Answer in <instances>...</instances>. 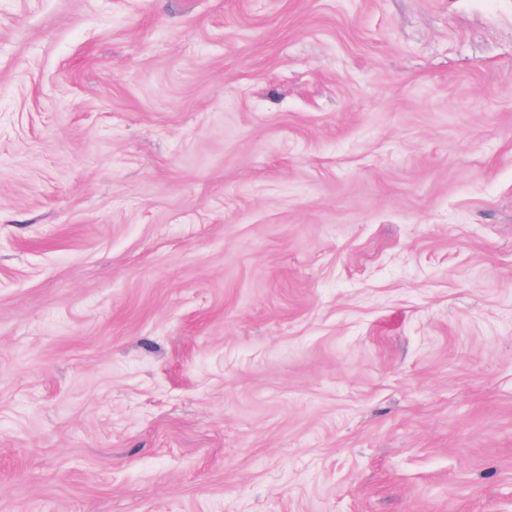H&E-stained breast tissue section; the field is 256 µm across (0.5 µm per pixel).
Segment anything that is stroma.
I'll use <instances>...</instances> for the list:
<instances>
[{
	"instance_id": "35a3bbf8",
	"label": "stroma",
	"mask_w": 512,
	"mask_h": 512,
	"mask_svg": "<svg viewBox=\"0 0 512 512\" xmlns=\"http://www.w3.org/2000/svg\"><path fill=\"white\" fill-rule=\"evenodd\" d=\"M0 512H512V0H0Z\"/></svg>"
}]
</instances>
